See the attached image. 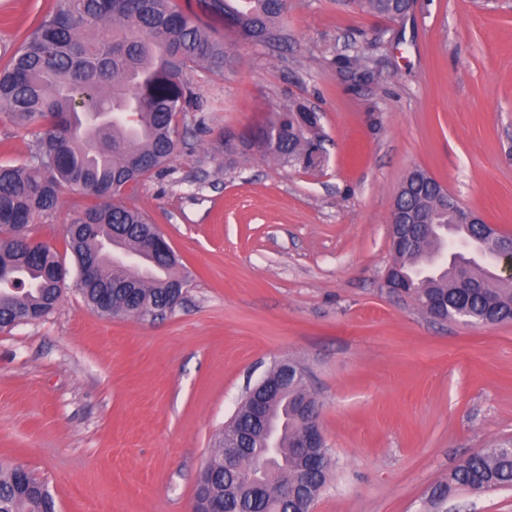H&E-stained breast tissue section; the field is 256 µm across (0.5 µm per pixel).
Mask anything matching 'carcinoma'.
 I'll use <instances>...</instances> for the list:
<instances>
[{
  "instance_id": "obj_1",
  "label": "carcinoma",
  "mask_w": 512,
  "mask_h": 512,
  "mask_svg": "<svg viewBox=\"0 0 512 512\" xmlns=\"http://www.w3.org/2000/svg\"><path fill=\"white\" fill-rule=\"evenodd\" d=\"M376 16L403 18L404 0H353ZM213 16L224 21L242 44L280 39L286 0H211ZM227 45L180 0H56L52 12L0 69V110L31 130L39 149L33 164H0V324L16 315H40L59 301L66 269L58 251L36 241V218L53 210L60 196L85 198L66 227V251L86 303L110 315L142 319L147 311L169 312L187 282L185 266L169 242L152 252L146 238L160 234L140 211L118 201L124 189L161 171L177 155L179 117L203 111L187 75L205 68L224 75ZM319 116L290 101L243 145L274 157L283 166L311 169L314 150L323 148ZM392 211L409 220L426 215L439 225L417 252L394 253L397 280L407 279L411 300L424 308L440 303L448 318L466 312L475 323L512 321V282L494 267L466 256L434 266L448 234L472 238L470 228L453 223L459 201L424 170L405 177ZM274 365L268 373L286 389L271 399L267 418L254 419L252 399L219 433L200 476L196 494L224 500L226 512H310L325 489L332 461L325 445L298 448L309 427L304 410L312 393L304 370ZM277 448V469L288 470L295 493L284 501L276 477L256 490L224 469L234 452L241 471L263 467ZM19 465L0 463V507L5 512H46L55 500L31 477L20 490ZM512 487V451L475 452L448 474L438 499L459 489L474 493Z\"/></svg>"
}]
</instances>
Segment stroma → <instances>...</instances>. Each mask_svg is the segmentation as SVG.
Instances as JSON below:
<instances>
[{
    "mask_svg": "<svg viewBox=\"0 0 512 512\" xmlns=\"http://www.w3.org/2000/svg\"><path fill=\"white\" fill-rule=\"evenodd\" d=\"M53 0H0V66ZM230 50L188 76L161 173L125 189L190 273L171 313L138 320L65 288L44 318L0 330V460L44 481L59 512H192L216 434L273 364L300 363L334 461L312 512H512V488L431 493L468 455L512 446V323L434 319L383 281L390 211L412 170L512 233V0H416L388 20L343 0H287L285 44ZM388 59L377 79L337 55ZM311 107L324 166L242 142L271 110ZM36 137L0 112V163ZM80 197L38 217L64 250Z\"/></svg>",
    "mask_w": 512,
    "mask_h": 512,
    "instance_id": "obj_1",
    "label": "stroma"
}]
</instances>
